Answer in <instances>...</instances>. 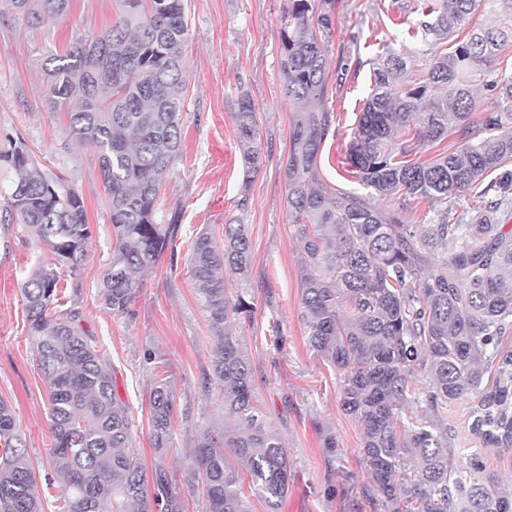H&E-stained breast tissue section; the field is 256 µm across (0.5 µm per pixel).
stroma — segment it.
<instances>
[{"mask_svg":"<svg viewBox=\"0 0 512 512\" xmlns=\"http://www.w3.org/2000/svg\"><path fill=\"white\" fill-rule=\"evenodd\" d=\"M422 0H338L333 13L336 62L325 106L338 130L329 135L319 172L334 187L362 192L346 161L347 145L371 91L370 58L391 35L406 45V17ZM288 0H186L189 24L188 90L183 112V158L163 184V221L178 224L176 238L142 277L133 314L119 319L102 305L103 278L114 237L98 154L77 141L64 113L49 111L47 78L37 62L65 50L75 35H99L115 24L118 0H70L52 24L29 27L0 20V144L21 141L47 169L63 173L82 195L93 236L80 266L86 326L112 366L118 393L138 428L135 446L145 473L164 463L178 481L186 512H205L195 475L197 440L224 430V404L210 383L214 342L186 264L200 231L221 232L236 220L252 240L251 318L235 334L252 361L255 395L282 437L292 479L281 512H376L377 493L362 461V430L341 407L339 377L314 351L300 317V256L293 240L282 171L294 109L283 93L280 17ZM252 101L265 156L245 181L233 114L240 95ZM0 397L13 407L32 460L52 446L47 388L28 335L22 287L27 271L50 261L48 248L19 223L1 224ZM173 394L175 435L166 454L149 429L153 378ZM469 399L448 407V445L480 453L488 471L512 490V451L482 447L468 431Z\"/></svg>","mask_w":512,"mask_h":512,"instance_id":"1","label":"stroma"}]
</instances>
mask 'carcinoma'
<instances>
[{"label": "carcinoma", "instance_id": "cac0c4a2", "mask_svg": "<svg viewBox=\"0 0 512 512\" xmlns=\"http://www.w3.org/2000/svg\"><path fill=\"white\" fill-rule=\"evenodd\" d=\"M11 16L42 26L70 0H7ZM104 34L80 35L42 62L50 108L98 151L115 246L102 298L129 317L141 274L173 240L158 222L161 188L182 148L189 41L185 0H119ZM497 0H431L410 22L417 68L388 47L372 62V89L348 144L365 196L323 182L318 162L336 123L321 107L331 70L335 0H289L281 16L283 90L295 119L283 176L300 251L301 318L308 343L338 372L341 406L362 429V460L385 512H512L479 457L457 466L448 448V405L473 396L469 432L512 447V76L491 68L512 40V0L502 26L473 23ZM490 95L473 93L477 78ZM483 113L475 122L472 115ZM246 178L263 166L254 107L234 113ZM456 136L448 153L417 154ZM0 223L19 220L54 255L23 283L36 364L47 387L50 471L36 472L12 406L0 399V512H43L38 479L60 478L59 512H183L176 479L136 453L129 406L79 305V265L92 237L82 196L44 171L22 142L0 146ZM412 202L426 203L408 224ZM249 225L227 223L221 241L203 231L188 250L195 294L215 339L212 376L224 402V437L205 432L196 465L205 512H251L244 486L280 512L291 477L285 447L257 405L253 368L235 336L252 313ZM71 294H66V289ZM495 373L493 384L484 382ZM424 385L410 386L414 377ZM151 433L174 434L164 381L150 392ZM230 450L240 468L226 465Z\"/></svg>", "mask_w": 512, "mask_h": 512}]
</instances>
